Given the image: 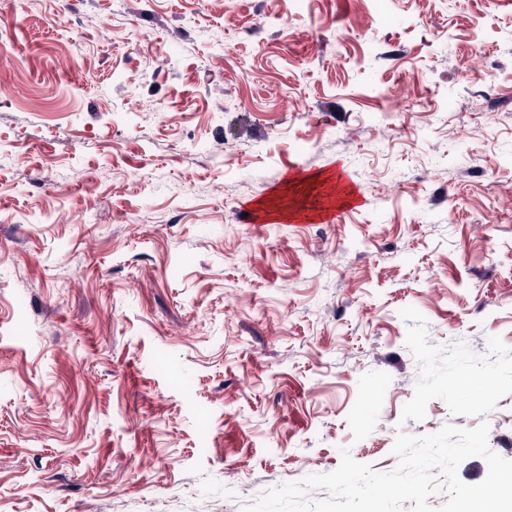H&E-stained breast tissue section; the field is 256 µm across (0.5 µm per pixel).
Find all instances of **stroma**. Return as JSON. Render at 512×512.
Returning a JSON list of instances; mask_svg holds the SVG:
<instances>
[{"instance_id": "obj_1", "label": "stroma", "mask_w": 512, "mask_h": 512, "mask_svg": "<svg viewBox=\"0 0 512 512\" xmlns=\"http://www.w3.org/2000/svg\"><path fill=\"white\" fill-rule=\"evenodd\" d=\"M57 10L0 0V512H240L489 403L512 459V0Z\"/></svg>"}]
</instances>
